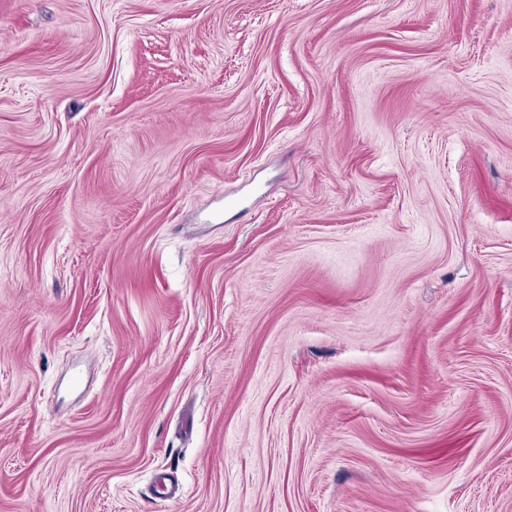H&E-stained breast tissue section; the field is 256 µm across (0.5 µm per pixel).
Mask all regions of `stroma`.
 <instances>
[{
    "label": "stroma",
    "instance_id": "35a3bbf8",
    "mask_svg": "<svg viewBox=\"0 0 512 512\" xmlns=\"http://www.w3.org/2000/svg\"><path fill=\"white\" fill-rule=\"evenodd\" d=\"M0 512H512V0H0Z\"/></svg>",
    "mask_w": 512,
    "mask_h": 512
}]
</instances>
